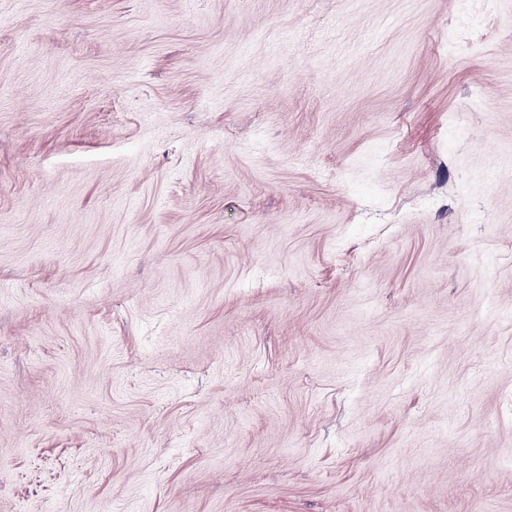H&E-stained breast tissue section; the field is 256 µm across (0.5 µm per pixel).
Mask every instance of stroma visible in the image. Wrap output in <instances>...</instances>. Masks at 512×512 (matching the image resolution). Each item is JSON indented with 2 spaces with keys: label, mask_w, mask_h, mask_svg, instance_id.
Returning a JSON list of instances; mask_svg holds the SVG:
<instances>
[{
  "label": "stroma",
  "mask_w": 512,
  "mask_h": 512,
  "mask_svg": "<svg viewBox=\"0 0 512 512\" xmlns=\"http://www.w3.org/2000/svg\"><path fill=\"white\" fill-rule=\"evenodd\" d=\"M512 512V0H0V512Z\"/></svg>",
  "instance_id": "35a3bbf8"
}]
</instances>
